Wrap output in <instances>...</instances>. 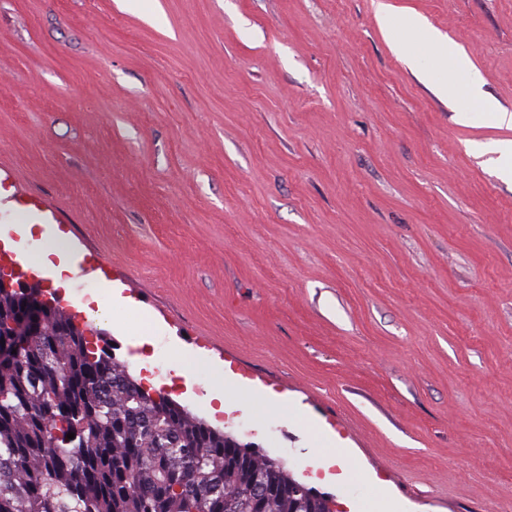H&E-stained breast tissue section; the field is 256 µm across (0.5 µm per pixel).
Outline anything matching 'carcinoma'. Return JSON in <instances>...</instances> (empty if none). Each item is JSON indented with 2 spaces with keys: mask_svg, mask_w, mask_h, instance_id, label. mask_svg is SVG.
<instances>
[{
  "mask_svg": "<svg viewBox=\"0 0 512 512\" xmlns=\"http://www.w3.org/2000/svg\"><path fill=\"white\" fill-rule=\"evenodd\" d=\"M93 335L36 288L0 292V512H327L281 463L224 447L223 430L145 390Z\"/></svg>",
  "mask_w": 512,
  "mask_h": 512,
  "instance_id": "cac0c4a2",
  "label": "carcinoma"
}]
</instances>
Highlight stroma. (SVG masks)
Here are the masks:
<instances>
[{"mask_svg":"<svg viewBox=\"0 0 512 512\" xmlns=\"http://www.w3.org/2000/svg\"><path fill=\"white\" fill-rule=\"evenodd\" d=\"M377 2L0 0V206L56 202L27 246L86 267L31 280L333 512H512V179L476 151L512 129L459 121ZM389 2L512 110V0Z\"/></svg>","mask_w":512,"mask_h":512,"instance_id":"obj_1","label":"stroma"}]
</instances>
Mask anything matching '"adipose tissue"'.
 Returning <instances> with one entry per match:
<instances>
[{"label": "adipose tissue", "instance_id": "1", "mask_svg": "<svg viewBox=\"0 0 512 512\" xmlns=\"http://www.w3.org/2000/svg\"><path fill=\"white\" fill-rule=\"evenodd\" d=\"M376 19L380 29L392 42H399L401 33L406 32L415 41L434 49V56L414 53L408 55L407 60L422 77L431 68L445 71L446 81L439 88L441 94L452 97L464 95L475 102L481 111L492 113L496 124L512 127V112L501 109L484 94L479 73L472 69L467 55L451 43L447 36L421 17L396 12L385 0L377 6Z\"/></svg>", "mask_w": 512, "mask_h": 512}]
</instances>
